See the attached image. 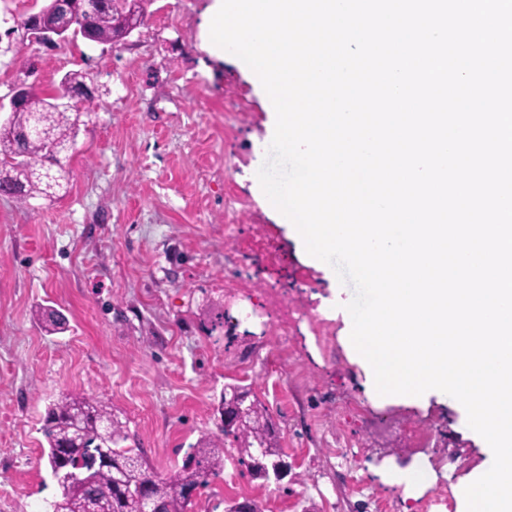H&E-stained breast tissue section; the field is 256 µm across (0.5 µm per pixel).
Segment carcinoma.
I'll return each mask as SVG.
<instances>
[{"label":"carcinoma","mask_w":512,"mask_h":512,"mask_svg":"<svg viewBox=\"0 0 512 512\" xmlns=\"http://www.w3.org/2000/svg\"><path fill=\"white\" fill-rule=\"evenodd\" d=\"M101 8L80 25L81 36L98 44L125 39L143 24L148 0H99ZM82 104L78 100L60 103L49 94L31 91L20 107L0 125V196L30 207L37 199H50L63 188L65 179L61 150L75 144ZM49 130L48 137L23 131L34 126ZM45 331L61 333L65 317L57 310L37 311ZM221 435L205 436L190 446L182 465L164 475L156 473L142 457L141 450L128 444L126 423L101 400L70 392L46 406L40 431L46 442L41 459L56 480L58 494L48 502L47 512H144L143 505L114 481L113 469L124 470L126 481L136 485L149 482L155 504L161 512H188L191 503L185 490H204L224 473L228 449L224 439L232 438L239 466L252 479L267 484L265 473L286 457L280 446V428L256 399L240 419L219 426ZM108 458L110 467L92 473L81 467L87 451Z\"/></svg>","instance_id":"obj_1"}]
</instances>
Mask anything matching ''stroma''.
Instances as JSON below:
<instances>
[{
  "instance_id": "stroma-1",
  "label": "stroma",
  "mask_w": 512,
  "mask_h": 512,
  "mask_svg": "<svg viewBox=\"0 0 512 512\" xmlns=\"http://www.w3.org/2000/svg\"><path fill=\"white\" fill-rule=\"evenodd\" d=\"M209 2L149 0L144 24L114 45L77 36L11 49L0 38V97L21 83L54 92L69 72L93 91L66 156L65 191L33 209L0 197V512H34L55 496L40 427L60 393L108 403L164 474L190 444L218 434L215 407L229 383L251 386L295 466L282 484L264 485L226 463L194 512H224L236 497L255 499L262 512H301L307 503L315 512H375L378 501L388 512H455L433 499L448 475L481 460L467 423L452 402L427 411L375 406L338 341L339 322L320 334L316 296L338 278L326 263L307 262L260 186L273 105L241 59L228 53L218 62L202 51ZM228 112L249 115L229 134ZM213 168L227 178H204ZM228 186L266 225L287 278L235 260L237 243L224 239ZM249 219L240 222L244 240ZM228 283L243 286L235 299L224 295ZM276 287L299 311L285 336L253 318L265 289ZM339 287L352 296L351 286ZM40 304L59 309L68 331L45 335L32 315ZM217 308L238 321L240 335L209 333ZM338 448L346 458H336ZM425 453L449 473L419 500L368 470Z\"/></svg>"
}]
</instances>
